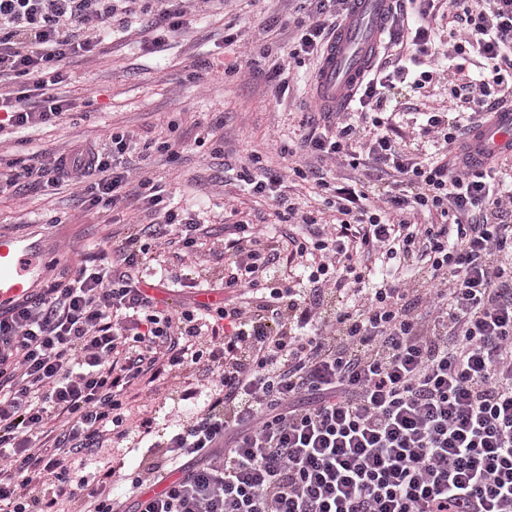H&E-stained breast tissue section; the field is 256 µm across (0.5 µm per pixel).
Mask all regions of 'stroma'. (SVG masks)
Here are the masks:
<instances>
[{"label": "stroma", "mask_w": 512, "mask_h": 512, "mask_svg": "<svg viewBox=\"0 0 512 512\" xmlns=\"http://www.w3.org/2000/svg\"><path fill=\"white\" fill-rule=\"evenodd\" d=\"M231 33L241 34V41L226 44L224 37ZM150 38L139 25H115L94 58L67 61V80L59 91L80 98L76 118L0 137V158L29 162L74 140L102 144L116 128L152 139L172 123L182 143L181 157L172 164L156 156L152 169L173 205L192 216L207 212L204 233L212 241L223 239L224 209L237 199L253 223L265 224L268 203L238 188L242 165L256 152L263 166H287L280 148L297 142L300 123L313 128L326 122L310 97L309 65L283 57L287 0H232L221 9L199 6L185 32L170 38L163 51L149 50ZM233 59L239 61L241 75L223 73L222 63ZM479 66V59H472L465 73L448 74L421 90L400 86L389 94L387 108L403 126L413 113L445 108L450 87L464 83L466 73ZM219 145L224 154L217 158L213 149ZM144 219L135 207L112 219L86 212L70 187H32L20 196L0 198V230L33 234L45 252L59 253L62 266L71 268L84 259L89 244L120 241L128 223ZM150 294L159 308L174 312L195 299H223L224 290L218 276L211 275L193 292L165 281ZM197 377L188 368L155 387L137 382L126 410L129 421L153 418L152 439L163 441L178 420L194 412V403L182 400L181 393Z\"/></svg>", "instance_id": "stroma-1"}]
</instances>
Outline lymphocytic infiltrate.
I'll return each instance as SVG.
<instances>
[{"label": "lymphocytic infiltrate", "instance_id": "1", "mask_svg": "<svg viewBox=\"0 0 512 512\" xmlns=\"http://www.w3.org/2000/svg\"><path fill=\"white\" fill-rule=\"evenodd\" d=\"M187 0H0V133L56 124L75 99L54 94L61 64L95 53L101 28L152 14L153 46L187 25ZM288 55L319 62L347 0H303ZM460 32L447 45L434 23ZM388 39L405 56L374 64L350 111L301 139L292 172L333 190L326 209L302 211L282 172L255 166L250 193L273 202L274 235L240 220L205 248L201 226L169 207L146 169L176 161L179 143L112 132L108 147L76 144L36 163L0 166V195L29 183L78 188L88 209L136 198L152 220L99 247L90 263L48 279L0 313V512H59L61 499L118 512L114 470L74 471L104 436L128 427L135 380L190 367L216 375L204 407L172 428L160 461L129 474L127 512H512V189L496 165L464 162L469 127L501 105L512 83V0H398ZM480 56L491 80L451 90L470 125L430 113L403 141L383 113L391 89L437 78L424 58ZM442 136L452 157L422 158ZM138 153L137 194L120 160ZM366 167L364 181L331 188L311 158ZM310 233H291L292 225ZM224 261L222 301L159 308L141 270L152 243ZM415 266L409 281L385 265ZM52 480L55 490L39 494ZM163 483L147 494L145 482Z\"/></svg>", "mask_w": 512, "mask_h": 512}]
</instances>
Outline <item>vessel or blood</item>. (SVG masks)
<instances>
[{
  "label": "vessel or blood",
  "instance_id": "obj_1",
  "mask_svg": "<svg viewBox=\"0 0 512 512\" xmlns=\"http://www.w3.org/2000/svg\"><path fill=\"white\" fill-rule=\"evenodd\" d=\"M394 7L393 0H349L347 15L331 36L314 75L320 111L332 112L347 102L379 52ZM490 153L512 157V105L470 134V166L482 167ZM51 261L38 241L0 231V311L29 297Z\"/></svg>",
  "mask_w": 512,
  "mask_h": 512
}]
</instances>
